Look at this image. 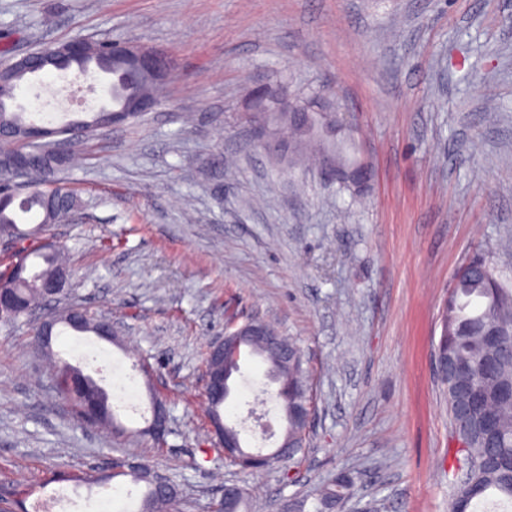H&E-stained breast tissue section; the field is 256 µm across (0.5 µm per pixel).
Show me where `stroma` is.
<instances>
[{
	"label": "stroma",
	"instance_id": "35a3bbf8",
	"mask_svg": "<svg viewBox=\"0 0 512 512\" xmlns=\"http://www.w3.org/2000/svg\"><path fill=\"white\" fill-rule=\"evenodd\" d=\"M76 38L149 45L173 75L152 112L90 137L58 176L82 205L44 237L68 257L74 301L122 329L116 344L66 330L53 348L128 428L160 393L172 432L131 445L78 423L31 321L2 320L0 488L49 495L63 471L82 493L72 512H137L142 487L110 476L134 456L180 483L178 512H214L228 482L249 512H277L340 470L357 478L340 512H448L440 314L472 257L512 278V0H0V67ZM62 84L31 80L16 104L56 115ZM262 84L336 114L370 190H340L287 125L261 145L250 96ZM232 313L302 351L315 411L299 469L224 467L210 444L200 377ZM242 370L224 416L248 448H273L285 422L266 366ZM259 402L265 440L249 416Z\"/></svg>",
	"mask_w": 512,
	"mask_h": 512
}]
</instances>
